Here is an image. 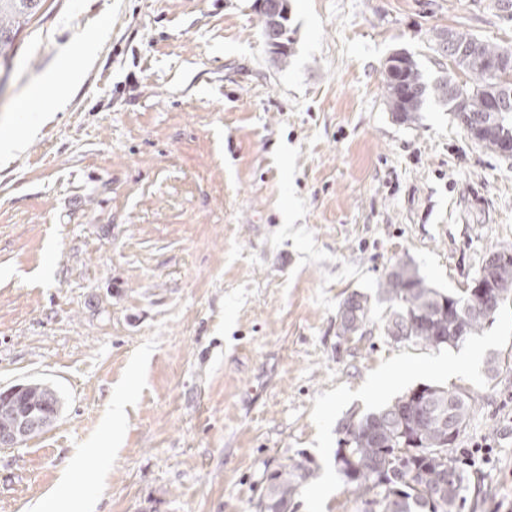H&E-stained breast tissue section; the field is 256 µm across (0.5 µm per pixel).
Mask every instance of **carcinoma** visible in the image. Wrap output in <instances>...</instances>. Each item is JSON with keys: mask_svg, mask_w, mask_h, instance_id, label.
Here are the masks:
<instances>
[{"mask_svg": "<svg viewBox=\"0 0 512 512\" xmlns=\"http://www.w3.org/2000/svg\"><path fill=\"white\" fill-rule=\"evenodd\" d=\"M43 0H0V66L4 50L12 45L23 24L42 7ZM461 44L475 49L452 61L471 75L472 83L451 95L444 82L433 91L466 126L486 112L498 77L488 69V59L503 48L489 45L464 32L454 33ZM397 74L383 72L387 105L396 120H417L428 95V85L414 59L399 61ZM512 135V101L500 118L479 129L472 140L500 153L504 138ZM504 260L482 266L468 288L444 294L431 287L417 268L403 265L388 272L379 294L389 303L385 335L395 342L422 343L433 348L457 347L479 334L494 316L477 311L486 300L497 306L512 296V247L499 251ZM487 284L486 298L476 293V283ZM356 315L340 319L336 336L345 341L358 335L372 320L368 297L354 292ZM35 414L61 408L56 390L40 382L12 399L0 396V430L5 416L19 406ZM469 396L460 390L431 386L418 398L406 392L382 407L360 413L352 429L340 434L336 448V471L354 496L357 512H460L469 488V476L458 459L448 454L470 416ZM311 460L290 458L270 472L257 503V512H282L312 475Z\"/></svg>", "mask_w": 512, "mask_h": 512, "instance_id": "obj_1", "label": "carcinoma"}]
</instances>
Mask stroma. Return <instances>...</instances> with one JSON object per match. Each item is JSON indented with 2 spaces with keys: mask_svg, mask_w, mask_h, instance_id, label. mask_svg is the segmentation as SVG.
Masks as SVG:
<instances>
[{
  "mask_svg": "<svg viewBox=\"0 0 512 512\" xmlns=\"http://www.w3.org/2000/svg\"><path fill=\"white\" fill-rule=\"evenodd\" d=\"M288 4L284 66L254 0H44L8 48L0 133L25 146L0 162V390L45 381L62 411L0 448V512L66 483L95 512H255L303 456L291 512H356L339 422L422 384L472 399L452 456L496 453L462 512H512V299L456 348L395 343L382 303L336 337L396 264L456 293L512 247V158L432 96L397 121L382 84L397 51L465 82L439 34L512 46V0ZM64 56L67 102L27 98ZM352 299L356 302L353 309L356 311V315L352 316L348 320L340 317L336 336L345 341L350 339V336H357L359 332L365 327V325L372 320L373 309L368 300V297L361 293H352L343 302L342 306ZM341 306V310H342ZM341 310L339 313L341 314ZM311 460L290 458L270 472L257 503V512H282L284 505H290L312 475Z\"/></svg>",
  "mask_w": 512,
  "mask_h": 512,
  "instance_id": "35a3bbf8",
  "label": "stroma"
}]
</instances>
